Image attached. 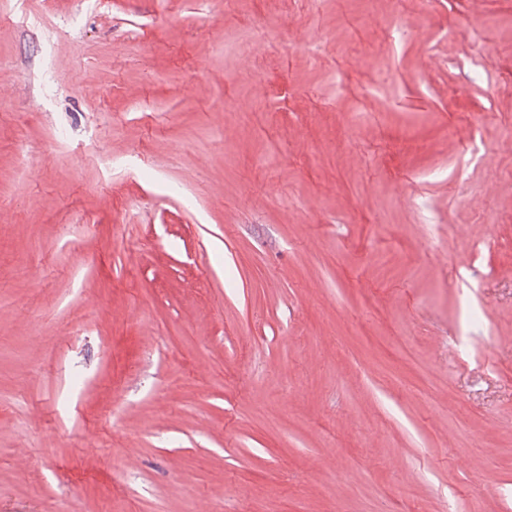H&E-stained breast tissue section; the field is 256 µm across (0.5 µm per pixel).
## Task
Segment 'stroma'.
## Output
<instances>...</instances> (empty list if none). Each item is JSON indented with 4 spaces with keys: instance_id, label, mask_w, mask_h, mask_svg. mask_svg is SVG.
<instances>
[{
    "instance_id": "stroma-1",
    "label": "stroma",
    "mask_w": 512,
    "mask_h": 512,
    "mask_svg": "<svg viewBox=\"0 0 512 512\" xmlns=\"http://www.w3.org/2000/svg\"><path fill=\"white\" fill-rule=\"evenodd\" d=\"M203 507L512 512V0H0V512Z\"/></svg>"
}]
</instances>
